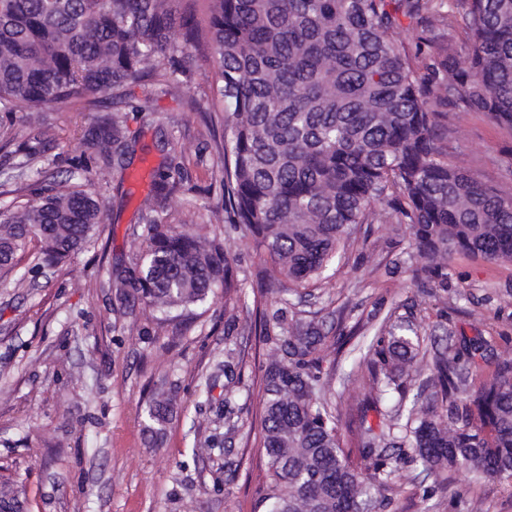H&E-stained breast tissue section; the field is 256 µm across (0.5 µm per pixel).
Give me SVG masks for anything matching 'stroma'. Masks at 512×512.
I'll list each match as a JSON object with an SVG mask.
<instances>
[{
	"label": "stroma",
	"mask_w": 512,
	"mask_h": 512,
	"mask_svg": "<svg viewBox=\"0 0 512 512\" xmlns=\"http://www.w3.org/2000/svg\"><path fill=\"white\" fill-rule=\"evenodd\" d=\"M203 61L190 86H131L120 105L127 137L145 155L129 170L105 165L89 176L105 204L103 230L65 263L36 276H0V475L19 474L28 512H270L266 460L259 443L263 367L274 343L254 330L255 301L322 322L323 368L342 420L369 395L367 348L391 316L409 318L427 355L449 339L495 335L484 370L512 361V262L454 255L448 285L422 279L421 261L403 225H359L335 276L280 301L262 287L265 262L252 240L224 221V115L210 113ZM154 109L139 111L145 94ZM62 104L39 112H0V208L34 198L33 173H19L3 147L32 126L49 143L38 169L68 178L84 150L79 130L109 114ZM462 146L455 156L479 181L512 194V130L486 113L449 110ZM179 171L164 202L160 174ZM157 217L218 238L237 269L242 304L224 314V290L172 319L151 309L112 312L107 270L134 265L144 226ZM177 397L163 445L146 442L144 408L158 388ZM431 496H424V489ZM384 512H512L503 480L472 484L464 473L444 485L401 462Z\"/></svg>",
	"instance_id": "1"
}]
</instances>
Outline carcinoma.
Returning <instances> with one entry per match:
<instances>
[{"instance_id":"1","label":"carcinoma","mask_w":512,"mask_h":512,"mask_svg":"<svg viewBox=\"0 0 512 512\" xmlns=\"http://www.w3.org/2000/svg\"><path fill=\"white\" fill-rule=\"evenodd\" d=\"M406 24L430 48L423 65L400 38ZM199 56L210 62L214 111L225 114L224 213L286 290L328 278L377 204L407 225L421 271L441 284L455 254L512 261V196L448 162L446 111L485 112L512 129V0H0L3 112L65 102L91 112L121 102L133 84L182 85ZM83 138L91 152L75 172L113 159L125 169L121 116ZM44 152L34 128L17 168ZM102 223L94 193L47 180L32 203L0 211V273L32 243L34 267L57 266ZM146 232L136 266L109 272L118 309L139 301L183 312L218 284L226 295L238 288L216 239L158 218ZM258 335L281 351L263 375L271 512H378L404 460L437 479L462 471L512 487V363L491 374L476 365L496 337L448 344L413 392L420 338L402 322L390 326L370 346L378 421L361 410L358 447L345 448L326 397L321 326L262 312ZM176 414L171 394L152 395L151 446ZM0 512H24L4 476Z\"/></svg>"}]
</instances>
